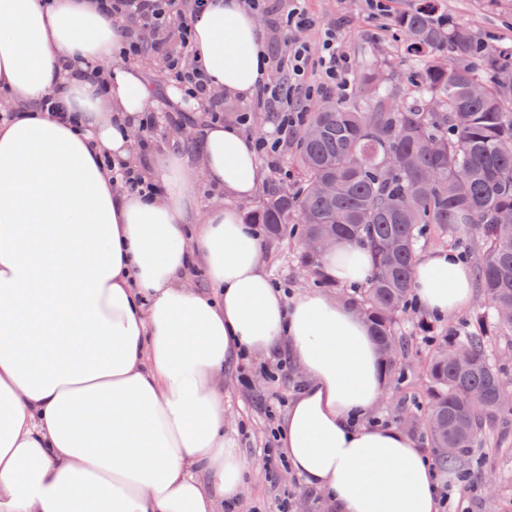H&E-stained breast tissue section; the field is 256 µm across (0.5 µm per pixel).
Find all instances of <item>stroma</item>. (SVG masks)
Returning <instances> with one entry per match:
<instances>
[{
  "instance_id": "35a3bbf8",
  "label": "stroma",
  "mask_w": 512,
  "mask_h": 512,
  "mask_svg": "<svg viewBox=\"0 0 512 512\" xmlns=\"http://www.w3.org/2000/svg\"><path fill=\"white\" fill-rule=\"evenodd\" d=\"M422 4L423 0H391L390 17L375 19L368 15L363 0H309L308 8L317 25L304 32L303 37L313 43L318 41L322 28L338 27L341 47L351 60L353 74L371 70L403 95L409 93L417 67L405 49L397 20ZM434 7L449 22L471 28L490 48H512V0H435ZM195 135L189 126L180 135L165 127L157 129L146 150H135L134 160L146 171H153L158 156L170 146L191 153ZM261 241L264 269L287 298L316 289V282L297 264L292 244L267 235ZM417 319V313L412 312L400 316L395 324L397 337L406 343L403 363L409 378L401 386L386 383L376 410L377 417L388 419L394 426L414 413L413 401L426 386L423 364L430 346L416 329ZM270 359V354L258 353L246 361L232 360L224 367L221 387L224 406L231 415L225 429L248 463L258 469L232 512H277L280 500L286 496L301 512H330L321 490L306 485L291 469L270 468L265 459L267 431L279 426L303 381L293 366L286 379L269 381L259 367ZM467 465L478 468L482 486L494 488L493 494L472 497L469 512H512V424L507 429L494 430L483 447L473 449Z\"/></svg>"
}]
</instances>
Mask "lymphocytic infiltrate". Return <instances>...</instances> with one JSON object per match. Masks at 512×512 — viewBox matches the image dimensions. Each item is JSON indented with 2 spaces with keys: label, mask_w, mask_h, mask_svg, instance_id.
<instances>
[{
  "label": "lymphocytic infiltrate",
  "mask_w": 512,
  "mask_h": 512,
  "mask_svg": "<svg viewBox=\"0 0 512 512\" xmlns=\"http://www.w3.org/2000/svg\"><path fill=\"white\" fill-rule=\"evenodd\" d=\"M179 2L100 0L104 11L127 24L125 61L137 63L144 48L153 49L162 56L170 82L199 100L208 119L216 122L223 117V99L198 68L192 44L194 20L209 0H192L186 11L180 9ZM312 24L306 0H288L279 22L285 34L284 48L268 58L269 68L279 77L260 84L251 98V109L237 116L238 125L247 129L253 123L254 112L265 113L272 130L252 138L251 145L275 172L281 171L284 150L304 122V100L334 93L343 95L350 87L351 62L341 49L340 33L335 27L323 28L315 45L296 39V32Z\"/></svg>",
  "instance_id": "f902f5d3"
}]
</instances>
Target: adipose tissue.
Here are the masks:
<instances>
[{"instance_id": "adipose-tissue-1", "label": "adipose tissue", "mask_w": 512, "mask_h": 512, "mask_svg": "<svg viewBox=\"0 0 512 512\" xmlns=\"http://www.w3.org/2000/svg\"><path fill=\"white\" fill-rule=\"evenodd\" d=\"M123 42L97 0H0V90L23 106L0 121V512H222L249 469L224 433V365L280 346L304 378L280 426L304 483L333 512H437L424 449L362 423L384 395L364 318L315 290L286 302L264 271L236 208L261 181L237 125L205 127L193 156L163 154L158 195L113 189L103 159L131 160L151 99ZM193 45L228 98H251L266 77L242 0H211ZM74 61L112 67L87 80ZM53 91L79 126L40 110ZM200 173L224 200L196 221ZM323 265L357 287L375 258L341 241ZM196 267L214 295L190 284ZM413 293L435 316L456 314L471 272L455 251L425 253Z\"/></svg>"}]
</instances>
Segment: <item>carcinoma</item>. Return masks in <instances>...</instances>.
Listing matches in <instances>:
<instances>
[{
	"mask_svg": "<svg viewBox=\"0 0 512 512\" xmlns=\"http://www.w3.org/2000/svg\"><path fill=\"white\" fill-rule=\"evenodd\" d=\"M406 49L419 62L411 100L396 103L393 88L364 73L356 90L374 99L347 106L334 98L306 113L295 138L291 185L268 188L249 224L298 245L297 260L316 280L329 284L322 253L308 249L315 238L347 240L368 247L376 269L350 303L367 321L382 355V372L404 379L394 327L412 293L419 243L430 235L470 240L477 253L476 278L486 303L482 316L512 335V54H489L477 72L467 60L483 53L465 26H448L428 4L398 19ZM448 50V62L435 53ZM323 182L336 193L317 192ZM420 334L434 344L426 365L429 386L422 418L441 470L478 448L498 422L512 417V387L491 361L483 334L452 339L421 318Z\"/></svg>",
	"mask_w": 512,
	"mask_h": 512,
	"instance_id": "cac0c4a2",
	"label": "carcinoma"
}]
</instances>
